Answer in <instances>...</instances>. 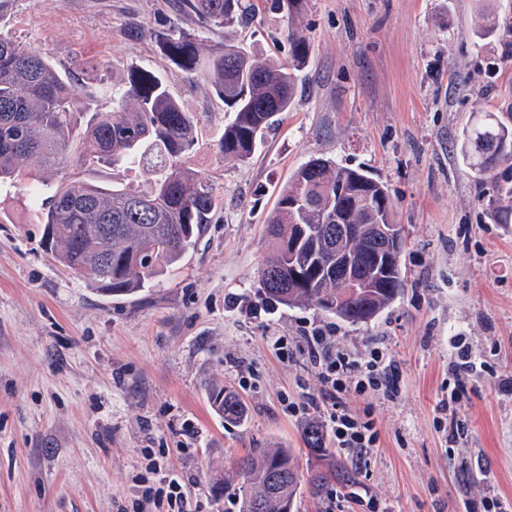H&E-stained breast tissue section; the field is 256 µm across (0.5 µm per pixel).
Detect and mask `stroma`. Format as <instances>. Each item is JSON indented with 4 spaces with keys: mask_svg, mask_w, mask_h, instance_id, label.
Listing matches in <instances>:
<instances>
[{
    "mask_svg": "<svg viewBox=\"0 0 512 512\" xmlns=\"http://www.w3.org/2000/svg\"><path fill=\"white\" fill-rule=\"evenodd\" d=\"M248 2V20L221 25L179 0H8L0 11V32L95 90L91 109L110 107L129 70L160 76L194 118L190 164L217 208L179 263L113 297L54 260L28 185L0 186V512H151L135 504L147 448L184 480L192 512H238L224 479L247 454L281 446L300 471L318 467L303 426L319 412L283 409L320 394L300 342L315 328L360 362L382 350L397 396H339L370 414L378 441L364 455L336 449L353 483L301 493L297 512H485L493 500L512 512V224L493 213L512 161L490 179L460 154L476 118L512 117V34H483L476 0H307L293 104L241 162L219 151L231 113L153 33L180 28L205 54L235 45L287 61V12ZM317 157L385 183L404 229V287L358 324L257 291L280 191ZM453 336L476 367L457 409L467 429L451 443L438 404ZM220 388L237 391L241 423L212 409Z\"/></svg>",
    "mask_w": 512,
    "mask_h": 512,
    "instance_id": "35a3bbf8",
    "label": "stroma"
}]
</instances>
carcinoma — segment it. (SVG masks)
Here are the masks:
<instances>
[{"label": "carcinoma", "instance_id": "1", "mask_svg": "<svg viewBox=\"0 0 512 512\" xmlns=\"http://www.w3.org/2000/svg\"><path fill=\"white\" fill-rule=\"evenodd\" d=\"M288 12V62L262 61L238 46H226L204 56L192 34L181 30L155 31L164 54L178 67L207 81L216 96L234 112L219 146L226 156L250 158L262 131L280 112L288 111L298 72L305 67L309 46L295 27L305 0H276ZM183 11L205 22L233 19L242 0H181ZM483 31L512 33V22L500 21L478 6ZM127 88L112 99L105 112H95L86 126L79 115L87 92L50 61L12 37L0 34V182L42 174L36 198L46 211L44 227L53 229L51 251L56 261L75 275L95 265L92 278L114 295L137 291L165 266L181 260L195 242L196 232L211 223L215 196L208 177L192 168L188 155L196 144L195 124L173 98L161 78L131 70ZM462 162L472 171L489 175L512 160V127L490 115L464 133ZM75 158V165L92 169L137 163L156 175L152 189L139 192L108 188L79 178L55 180V173ZM344 224H394L393 202L387 186L362 169L313 158L302 165L280 192L278 209L268 233L273 250L258 276L265 299L285 305H313L349 322L373 318L402 289V280H380L372 263H364L363 279L374 288L343 295L333 273L316 278L308 262H325L335 251L329 233L336 217ZM496 218L512 224V187L500 191ZM308 230L293 266H288V238L296 225ZM384 237L371 234L351 247L380 253ZM213 410L229 423L244 419L235 394H211ZM307 447L322 458L326 448L321 427L312 422L304 434ZM239 512H252L250 499L264 497L263 512H288L300 494V473L290 448H267L240 459L235 467ZM352 478L347 467L309 479L314 494L334 479Z\"/></svg>", "mask_w": 512, "mask_h": 512}]
</instances>
